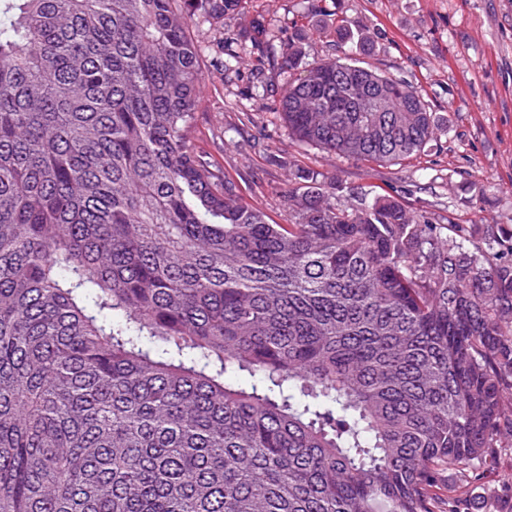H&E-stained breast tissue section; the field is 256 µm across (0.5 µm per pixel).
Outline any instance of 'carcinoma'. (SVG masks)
Returning a JSON list of instances; mask_svg holds the SVG:
<instances>
[{
	"instance_id": "obj_1",
	"label": "carcinoma",
	"mask_w": 512,
	"mask_h": 512,
	"mask_svg": "<svg viewBox=\"0 0 512 512\" xmlns=\"http://www.w3.org/2000/svg\"><path fill=\"white\" fill-rule=\"evenodd\" d=\"M240 2L0 0V512H461L512 448V233L301 167L272 224L191 145L189 24ZM282 33L297 142L441 131ZM366 71L390 111H350Z\"/></svg>"
}]
</instances>
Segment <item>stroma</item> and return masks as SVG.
I'll use <instances>...</instances> for the list:
<instances>
[{
  "instance_id": "1",
  "label": "stroma",
  "mask_w": 512,
  "mask_h": 512,
  "mask_svg": "<svg viewBox=\"0 0 512 512\" xmlns=\"http://www.w3.org/2000/svg\"><path fill=\"white\" fill-rule=\"evenodd\" d=\"M265 16V37L279 47L281 27L309 32V58L331 54L318 21L366 28L373 55L347 45L344 57L411 82L444 130L421 152L392 164L343 158L300 145L276 112L268 89L288 72L265 69L251 80L253 60L224 69L220 43H245L251 18ZM205 78L194 148L224 169L245 199L276 223L288 221L280 194L288 166L340 175L368 196L391 195L427 212L434 223L499 224L512 229V0H244L239 15L193 25ZM497 494L472 490L465 512H512V450L501 449L484 477Z\"/></svg>"
}]
</instances>
